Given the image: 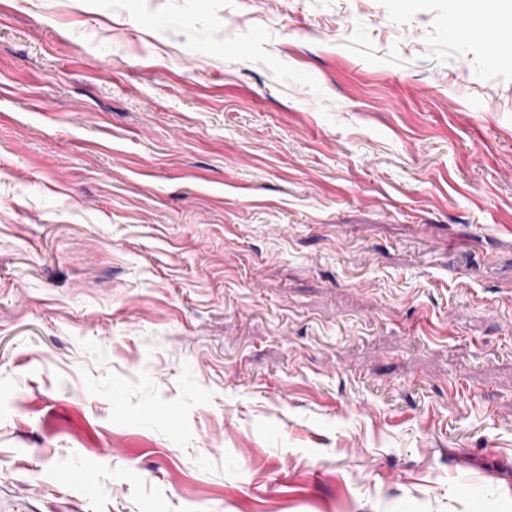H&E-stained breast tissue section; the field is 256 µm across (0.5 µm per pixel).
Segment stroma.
<instances>
[{"label":"stroma","mask_w":512,"mask_h":512,"mask_svg":"<svg viewBox=\"0 0 512 512\" xmlns=\"http://www.w3.org/2000/svg\"><path fill=\"white\" fill-rule=\"evenodd\" d=\"M449 0H0V512H512V55Z\"/></svg>","instance_id":"stroma-1"}]
</instances>
